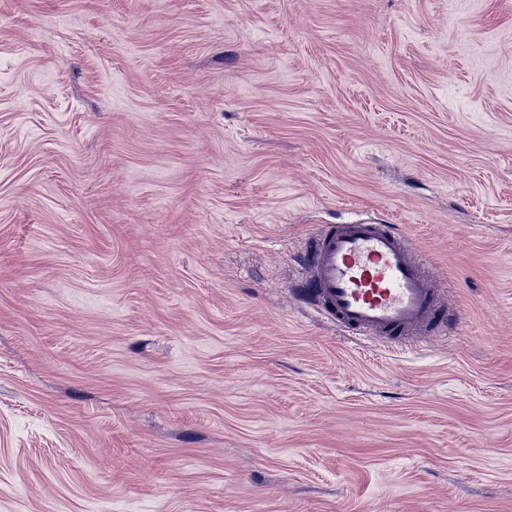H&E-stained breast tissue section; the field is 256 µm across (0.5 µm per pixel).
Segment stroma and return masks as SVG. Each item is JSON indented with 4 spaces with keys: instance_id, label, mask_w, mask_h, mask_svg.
Returning a JSON list of instances; mask_svg holds the SVG:
<instances>
[{
    "instance_id": "1",
    "label": "stroma",
    "mask_w": 512,
    "mask_h": 512,
    "mask_svg": "<svg viewBox=\"0 0 512 512\" xmlns=\"http://www.w3.org/2000/svg\"><path fill=\"white\" fill-rule=\"evenodd\" d=\"M366 220L458 324L296 294ZM0 512H512V0H0Z\"/></svg>"
}]
</instances>
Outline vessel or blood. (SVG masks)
<instances>
[{"mask_svg": "<svg viewBox=\"0 0 512 512\" xmlns=\"http://www.w3.org/2000/svg\"><path fill=\"white\" fill-rule=\"evenodd\" d=\"M302 284L341 331L396 345L454 317L408 239L392 224H327L312 238Z\"/></svg>", "mask_w": 512, "mask_h": 512, "instance_id": "b4317fda", "label": "vessel or blood"}]
</instances>
